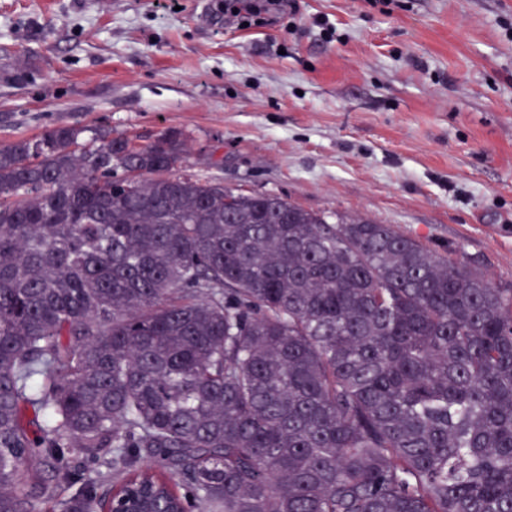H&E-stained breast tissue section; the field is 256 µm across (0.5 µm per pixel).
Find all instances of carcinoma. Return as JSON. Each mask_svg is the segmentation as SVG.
Here are the masks:
<instances>
[{"label": "carcinoma", "mask_w": 512, "mask_h": 512, "mask_svg": "<svg viewBox=\"0 0 512 512\" xmlns=\"http://www.w3.org/2000/svg\"><path fill=\"white\" fill-rule=\"evenodd\" d=\"M187 159L0 145V512H512V288Z\"/></svg>", "instance_id": "carcinoma-1"}]
</instances>
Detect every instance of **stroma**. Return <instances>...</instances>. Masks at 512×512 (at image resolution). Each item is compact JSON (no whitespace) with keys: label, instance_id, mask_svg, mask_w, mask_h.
<instances>
[{"label":"stroma","instance_id":"35a3bbf8","mask_svg":"<svg viewBox=\"0 0 512 512\" xmlns=\"http://www.w3.org/2000/svg\"><path fill=\"white\" fill-rule=\"evenodd\" d=\"M188 136L190 170L358 213L512 288V0H0V144Z\"/></svg>","mask_w":512,"mask_h":512}]
</instances>
